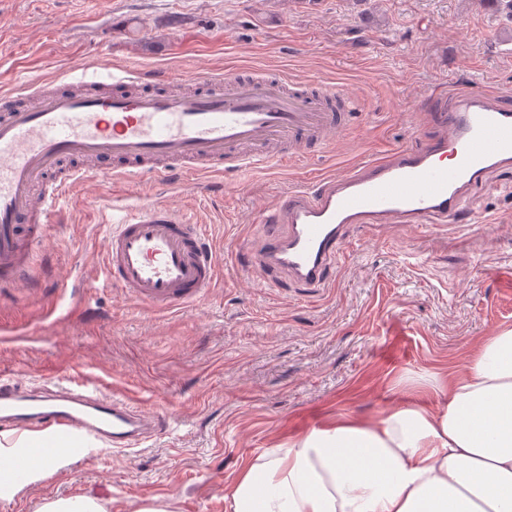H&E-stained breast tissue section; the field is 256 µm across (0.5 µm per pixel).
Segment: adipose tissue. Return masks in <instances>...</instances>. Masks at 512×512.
<instances>
[{"instance_id":"obj_1","label":"adipose tissue","mask_w":512,"mask_h":512,"mask_svg":"<svg viewBox=\"0 0 512 512\" xmlns=\"http://www.w3.org/2000/svg\"><path fill=\"white\" fill-rule=\"evenodd\" d=\"M44 435L0 448V494L21 485ZM232 512H512V328L485 337L433 403L410 397L383 414H341L248 465Z\"/></svg>"}]
</instances>
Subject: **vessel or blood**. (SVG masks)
Listing matches in <instances>:
<instances>
[{"instance_id": "1", "label": "vessel or blood", "mask_w": 512, "mask_h": 512, "mask_svg": "<svg viewBox=\"0 0 512 512\" xmlns=\"http://www.w3.org/2000/svg\"><path fill=\"white\" fill-rule=\"evenodd\" d=\"M139 72L121 69L86 95L30 88L31 107L0 112V283L29 294L32 268L68 188L92 178L170 173L239 172L269 163L271 147L289 156L329 146L339 110L351 102L333 89L317 96L268 76L201 74L190 91L171 78L144 91ZM434 138L408 145L349 171L289 191L266 210L271 230L260 266L314 288L329 287L349 225L419 224L438 229L470 220L468 200L488 176L512 168V109L470 89L446 102L427 101ZM100 167L61 171L72 158ZM111 227L105 277L136 300L179 308L200 302L219 271L205 225L170 205L118 194L94 198ZM163 411L141 409L96 379L31 387L0 379V432L51 436L44 462L84 457L90 444L133 449L166 429Z\"/></svg>"}]
</instances>
